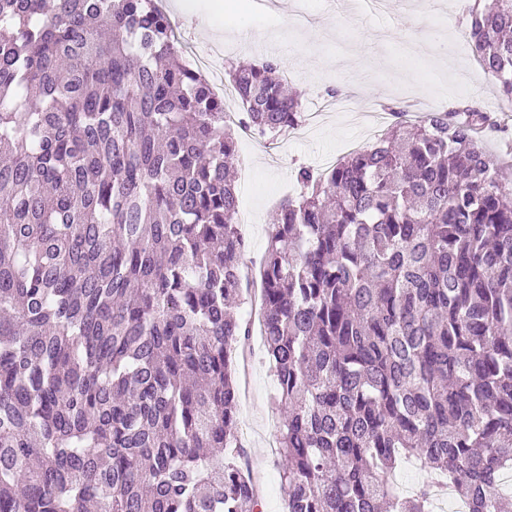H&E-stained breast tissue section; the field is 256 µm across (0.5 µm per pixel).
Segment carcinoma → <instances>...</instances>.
Instances as JSON below:
<instances>
[{
    "label": "carcinoma",
    "mask_w": 512,
    "mask_h": 512,
    "mask_svg": "<svg viewBox=\"0 0 512 512\" xmlns=\"http://www.w3.org/2000/svg\"><path fill=\"white\" fill-rule=\"evenodd\" d=\"M468 39L512 98V0ZM240 124L303 117L230 63ZM489 117L401 119L279 205L260 267L284 512H432L413 457L503 512L512 180ZM235 129L156 0H0V512H262L238 436L250 322ZM396 479L410 491L411 489L416 490L424 482L430 481L429 473L421 468L418 464L412 461H406L401 464L400 468L395 472Z\"/></svg>",
    "instance_id": "carcinoma-1"
}]
</instances>
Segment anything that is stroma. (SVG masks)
Wrapping results in <instances>:
<instances>
[{"label":"stroma","instance_id":"1","mask_svg":"<svg viewBox=\"0 0 512 512\" xmlns=\"http://www.w3.org/2000/svg\"><path fill=\"white\" fill-rule=\"evenodd\" d=\"M215 1L164 0L185 44V58L209 56L220 43L231 47L238 61H276L308 111H316L332 92L348 90L350 81L360 85L359 112H316L306 129L274 141L240 133L235 164L250 270L258 268L280 200L301 191L297 168H319L329 158L344 157L354 142L364 148L373 144L367 109L383 105L415 116L474 106L502 121L480 137L488 151H501L504 141H512V110L495 78L477 65L465 35V10L474 0H465V9L449 22L434 19V0H390L389 9L377 16L329 12L323 0H275L272 8L255 6L253 0H223L218 13ZM404 28L413 30L411 40L400 39ZM248 350L250 360L236 362L239 435L264 489V512H284L281 415L272 405L275 381L261 334H253Z\"/></svg>","mask_w":512,"mask_h":512}]
</instances>
